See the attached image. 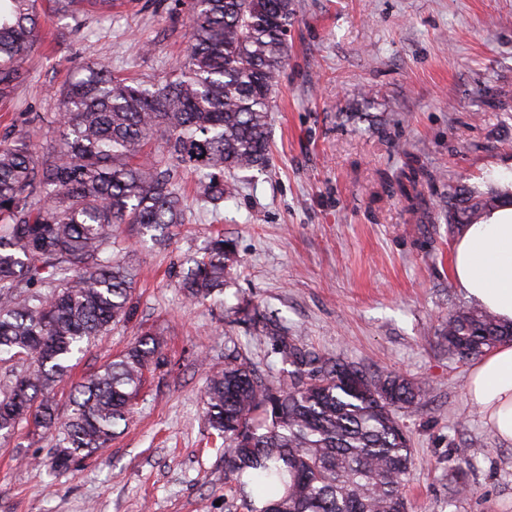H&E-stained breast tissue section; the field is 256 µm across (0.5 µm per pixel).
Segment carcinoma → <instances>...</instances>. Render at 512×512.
I'll return each mask as SVG.
<instances>
[{"label": "carcinoma", "mask_w": 512, "mask_h": 512, "mask_svg": "<svg viewBox=\"0 0 512 512\" xmlns=\"http://www.w3.org/2000/svg\"><path fill=\"white\" fill-rule=\"evenodd\" d=\"M38 0H0V98L27 71ZM112 0H51L74 19L107 13ZM186 55L163 82L137 83L101 60L80 69L63 111L40 121L56 146L35 158L28 134L0 142V355L16 360L0 385V438L21 424L58 430L55 466L97 453L127 423L145 374L160 363L148 332L76 383L59 417L55 390L74 357L131 313L134 269L107 256L125 224H182L187 204L173 183L180 168L202 172L198 197L220 210L237 193L224 172L264 168L271 153L270 95L288 59L292 0H191ZM430 178L405 163L394 190L410 206ZM512 206V192L461 190L439 205L448 230ZM235 252L214 236L181 276L193 300L224 293ZM441 345L460 358L512 340V323L475 308L448 314ZM271 388L238 353L210 372L209 429L224 440V485L244 512H408L402 486L412 448L398 412L427 404L400 375H373L285 343Z\"/></svg>", "instance_id": "obj_1"}]
</instances>
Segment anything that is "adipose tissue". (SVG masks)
<instances>
[{"instance_id":"1","label":"adipose tissue","mask_w":512,"mask_h":512,"mask_svg":"<svg viewBox=\"0 0 512 512\" xmlns=\"http://www.w3.org/2000/svg\"><path fill=\"white\" fill-rule=\"evenodd\" d=\"M452 280L467 299L512 322V207L462 226L453 247ZM467 397L491 434L512 444V342L498 345L472 369Z\"/></svg>"}]
</instances>
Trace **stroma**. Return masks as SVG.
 Wrapping results in <instances>:
<instances>
[{"label": "stroma", "mask_w": 512, "mask_h": 512, "mask_svg": "<svg viewBox=\"0 0 512 512\" xmlns=\"http://www.w3.org/2000/svg\"><path fill=\"white\" fill-rule=\"evenodd\" d=\"M288 61L272 93V159L235 172L237 195L212 214L198 176L177 186L186 221L165 246L124 230L113 246L137 271L134 314L88 349L73 381L143 331L162 361L124 431L79 466L51 467V439L20 427L0 440V512H237L224 488V444L205 421L203 363L228 350L277 384L281 338L371 374L397 372L428 390L399 419L413 466L409 512H512V444L496 440L467 398L474 360L449 355L438 330L465 306L453 284L455 236L436 203L512 178V0H293ZM189 0H114L110 17L43 11L29 69L0 99V140L55 136L37 117L60 112L78 67L107 58L144 83L169 76L187 47ZM431 174L411 211L387 196L407 156ZM238 264L222 295L188 301L177 275L211 235ZM470 493L451 497L459 455Z\"/></svg>", "instance_id": "1"}]
</instances>
